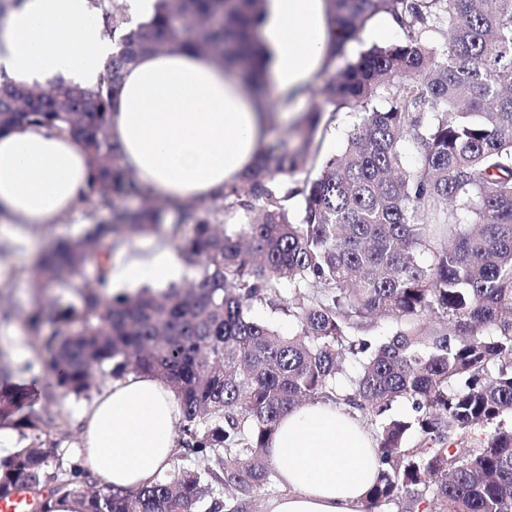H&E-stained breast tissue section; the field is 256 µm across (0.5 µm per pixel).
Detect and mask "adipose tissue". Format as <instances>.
I'll return each instance as SVG.
<instances>
[{
	"instance_id": "1",
	"label": "adipose tissue",
	"mask_w": 512,
	"mask_h": 512,
	"mask_svg": "<svg viewBox=\"0 0 512 512\" xmlns=\"http://www.w3.org/2000/svg\"><path fill=\"white\" fill-rule=\"evenodd\" d=\"M260 36L264 91L193 46L141 54L112 95L122 163L170 205L202 202L238 184L264 141L273 98L301 93L325 65V0H266ZM112 43L91 0H22L0 24V72L21 85L98 83ZM90 159L73 136L22 123L0 131V223L57 225L89 194ZM184 274L159 249L113 262L110 295L165 287ZM181 403L149 375L113 381L81 416L80 458L112 486L137 490L176 452ZM371 434L344 409L305 404L283 417L268 449L281 495L268 512H362L377 476Z\"/></svg>"
}]
</instances>
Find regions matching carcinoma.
I'll use <instances>...</instances> for the list:
<instances>
[{
    "mask_svg": "<svg viewBox=\"0 0 512 512\" xmlns=\"http://www.w3.org/2000/svg\"><path fill=\"white\" fill-rule=\"evenodd\" d=\"M91 2L113 45L98 85L0 74V130L66 132L95 175L94 224L34 262L37 293L71 288L80 307L47 329L40 309L25 318L50 377L36 396L0 381V428L43 429L55 396L87 395L98 374L149 373L181 401L179 456L209 466L173 463L137 491L98 486L37 435L0 459V497L47 487L80 512H252L277 482L267 447L279 419L321 401L374 427L380 475L364 512L403 501L405 512H512V0H326L332 109L300 111L239 185L177 206L123 167L114 88L140 54L186 44L255 80L265 0H156L133 27L120 0ZM378 14L407 40L336 70ZM338 112L355 121L343 152L322 156L317 133ZM307 167L316 175L296 179ZM150 235L175 244L193 279L107 298L112 255ZM257 306L297 332L253 319ZM399 399L411 415L389 414Z\"/></svg>",
    "mask_w": 512,
    "mask_h": 512,
    "instance_id": "carcinoma-1",
    "label": "carcinoma"
}]
</instances>
